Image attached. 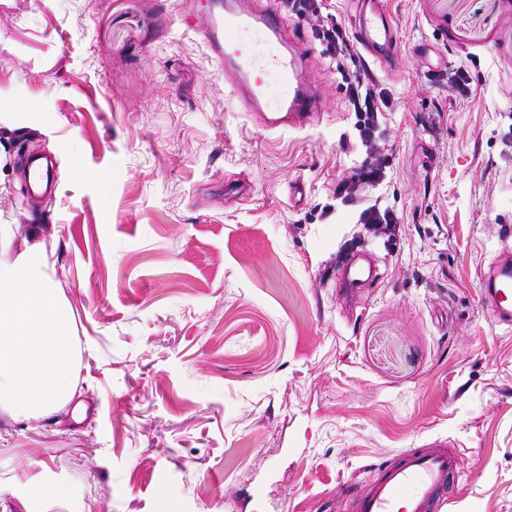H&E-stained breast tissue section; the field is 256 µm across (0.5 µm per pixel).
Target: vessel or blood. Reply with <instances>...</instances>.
<instances>
[{
    "label": "vessel or blood",
    "mask_w": 512,
    "mask_h": 512,
    "mask_svg": "<svg viewBox=\"0 0 512 512\" xmlns=\"http://www.w3.org/2000/svg\"><path fill=\"white\" fill-rule=\"evenodd\" d=\"M357 10L356 37L371 55L388 60L399 53L383 0ZM224 83L267 127H303L317 109V91L306 75L308 48L286 38L275 9L254 0H209L196 24ZM284 88L275 111H267L264 76ZM486 308L497 324L512 328V261L483 276ZM462 469L461 452L442 444L406 448L378 464L373 478L353 496L350 512H447L449 487Z\"/></svg>",
    "instance_id": "1"
}]
</instances>
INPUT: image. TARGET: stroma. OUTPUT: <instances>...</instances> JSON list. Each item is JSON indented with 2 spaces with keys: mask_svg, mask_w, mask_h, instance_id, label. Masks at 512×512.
<instances>
[{
  "mask_svg": "<svg viewBox=\"0 0 512 512\" xmlns=\"http://www.w3.org/2000/svg\"><path fill=\"white\" fill-rule=\"evenodd\" d=\"M386 2L399 62L359 57L391 98L364 194L391 240L336 199L365 152L310 20L283 16L319 109L271 130L192 28L202 0H0V263L45 250L86 406L0 410V512H348L435 441L462 452L451 512H512V330L480 285L512 226V0ZM30 153L57 184L35 200ZM376 202L359 211L358 224H365L368 228L381 231L384 234H394L400 224V217L391 208L381 210Z\"/></svg>",
  "mask_w": 512,
  "mask_h": 512,
  "instance_id": "obj_1",
  "label": "stroma"
}]
</instances>
